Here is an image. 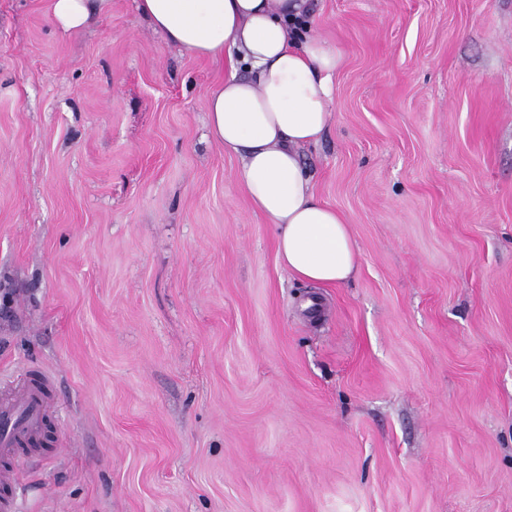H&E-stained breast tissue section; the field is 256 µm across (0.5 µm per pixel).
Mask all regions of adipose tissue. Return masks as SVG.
<instances>
[{
    "label": "adipose tissue",
    "mask_w": 512,
    "mask_h": 512,
    "mask_svg": "<svg viewBox=\"0 0 512 512\" xmlns=\"http://www.w3.org/2000/svg\"><path fill=\"white\" fill-rule=\"evenodd\" d=\"M111 0H50L66 32L105 13ZM168 44L193 56L234 49L246 78L230 76L204 99L213 139L238 155L235 179L254 210L277 229V256L306 283H346L358 248L344 216L321 202L300 155L332 119L329 102L341 56L308 24V0H136Z\"/></svg>",
    "instance_id": "1"
}]
</instances>
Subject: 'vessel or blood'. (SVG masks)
Here are the masks:
<instances>
[{"label":"vessel or blood","mask_w":512,"mask_h":512,"mask_svg":"<svg viewBox=\"0 0 512 512\" xmlns=\"http://www.w3.org/2000/svg\"><path fill=\"white\" fill-rule=\"evenodd\" d=\"M46 377L33 374L25 386L0 401V487L9 489L17 471L41 442L48 419Z\"/></svg>","instance_id":"obj_1"}]
</instances>
